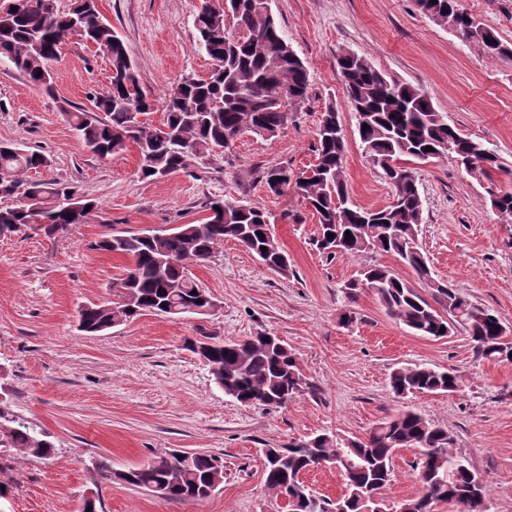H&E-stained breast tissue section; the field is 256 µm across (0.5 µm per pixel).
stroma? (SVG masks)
<instances>
[{"label":"stroma","mask_w":512,"mask_h":512,"mask_svg":"<svg viewBox=\"0 0 512 512\" xmlns=\"http://www.w3.org/2000/svg\"><path fill=\"white\" fill-rule=\"evenodd\" d=\"M202 0H97L124 41L154 108L185 77L204 78L211 59L200 50L194 17ZM461 5L512 45V0H461ZM278 26L304 61L309 97L294 106L277 135L238 136L208 159L158 179L137 175L135 144L100 157L70 126L66 111L92 108L110 87L111 64L99 48L74 38L54 66L45 94L0 63V143L44 154L39 175L77 185L95 208L72 234L25 229L0 238V388L11 413L45 433L50 458L28 460L0 448V512H81L96 492L104 512H282L265 485L264 451L329 433L365 437L381 421L410 409L446 428L452 449L482 476L490 512H512V362L480 358L467 329L446 337L415 335L378 297L343 285L365 260L327 257L313 238L317 218L292 191L275 195L259 182L271 166L295 171L315 161L316 128L333 107L345 130L344 171L353 202L381 209L393 201L382 170L364 154L338 56L364 55L382 72L423 89L466 136L498 154L491 178L467 175L449 158L414 164L424 204L419 242L435 280L495 311L512 341V224L486 203L488 189H512V60H491L473 44L424 15L415 0H269ZM216 199L262 207L290 264L269 269L234 241L189 271L217 303L208 315L144 313L91 336L79 310L107 301L129 258L98 249L120 232L169 231L208 216ZM355 314L341 325L342 313ZM268 333L283 340L312 383L286 407L245 405L225 396L210 366L186 342L204 336L238 340ZM429 366L461 376L450 394L395 397L393 370ZM205 451L224 460V481L201 502H173L93 468L146 464L174 451ZM416 452L402 449L386 504L421 495L412 469Z\"/></svg>","instance_id":"obj_1"}]
</instances>
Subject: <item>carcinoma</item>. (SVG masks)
I'll list each match as a JSON object with an SVG mask.
<instances>
[{"label":"carcinoma","instance_id":"1","mask_svg":"<svg viewBox=\"0 0 512 512\" xmlns=\"http://www.w3.org/2000/svg\"><path fill=\"white\" fill-rule=\"evenodd\" d=\"M267 0H218L197 14L194 25L198 45L214 62L206 78H187L165 98L161 125L136 119V113L118 100H134L139 113L152 104L142 90L136 65L124 42L105 24L95 0H75L67 10L58 0H11L17 7L5 9L8 22L0 20V61L13 66L34 85L50 93L54 75L45 61L54 58L71 38L87 37L106 49L111 63V87L98 97L94 109L77 108L67 113L72 128L85 145L101 157L118 153L133 143L138 148L137 173L155 179L186 169L199 158L228 146L239 134L261 136L279 133L291 108L309 93L303 60L284 38L265 6ZM419 9L436 24L459 38L477 45L490 59L512 58V46L496 31L460 8V0H416ZM237 32L234 45L224 44V32ZM347 98L357 121L364 153L379 166L393 189L395 203L382 209L353 205L344 179L346 138L336 136L339 116L326 108L316 132V162L295 176L293 192L318 217L317 250L328 255L348 253L362 256L386 253L411 267L433 288L440 313L409 283L388 266L367 264L362 279L345 284L349 297L369 288L386 311L420 336H447L451 326L464 325L477 353L484 359L512 361V344L501 342L504 327L489 309L479 308L458 289L437 283L431 277L418 244L423 222V200L414 171L387 162L412 161L429 154L469 161L462 165L473 177L491 178L501 169L498 155L482 141L466 136L448 123L429 96L419 87L388 78L366 57L346 51L337 59ZM369 129L362 130L363 125ZM47 166L46 158L9 144H0V234L20 225L48 236L68 234L85 223L93 203L76 185L57 180L32 181L25 174ZM261 179L274 194L290 186L288 170L272 167ZM22 197L11 204L9 200ZM489 204L498 218L512 223V192L488 191ZM207 218L183 224L169 233L112 235L98 244L102 250L127 256L132 265L115 289L118 300L92 304L79 311L80 330L98 334L116 322L134 319L143 311L179 315L200 306L206 290L188 273L190 260L210 258L226 240H234L263 257H274L268 249V217L260 206L241 200H213ZM334 234L328 238V234ZM351 239H346V235ZM266 250H261V247ZM206 359L215 383L224 394L240 403L282 408L306 393L311 384L296 358L283 342L270 344L257 336L245 345L211 339ZM462 379L449 371L431 367H400L390 375L397 397L409 393H454ZM448 430L413 411H401L387 419L363 439H336L327 433L306 442L265 450V485L282 493L290 491L289 512H376L384 503L372 496L394 477L393 453L411 448L430 457L416 458L415 470L422 495L399 502L402 512H432L436 502H447L456 512H488L485 484L462 455L451 448ZM0 447L12 448L37 459L54 453L53 443L27 421L10 413L0 403ZM336 457L345 493L338 502L315 494L300 480L319 460ZM96 470L109 479L142 488L167 501H196L216 475H224L222 458L200 452L161 454L147 464L122 472L108 461L95 462Z\"/></svg>","mask_w":512,"mask_h":512}]
</instances>
